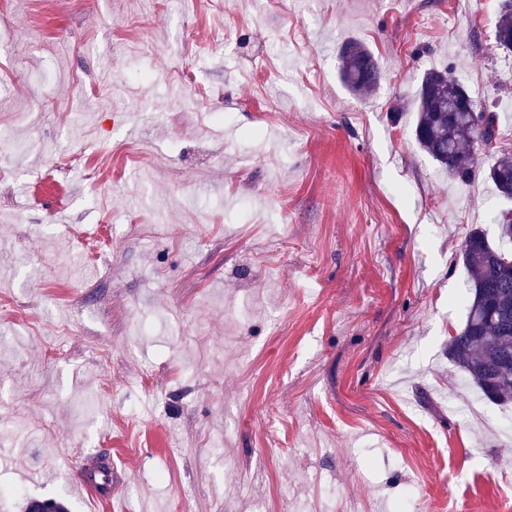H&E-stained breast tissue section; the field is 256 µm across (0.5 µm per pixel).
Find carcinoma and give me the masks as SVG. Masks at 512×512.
<instances>
[{"instance_id": "cac0c4a2", "label": "carcinoma", "mask_w": 512, "mask_h": 512, "mask_svg": "<svg viewBox=\"0 0 512 512\" xmlns=\"http://www.w3.org/2000/svg\"><path fill=\"white\" fill-rule=\"evenodd\" d=\"M497 46L512 50V5L506 4L495 30ZM342 80L355 95L374 90L380 79L374 55L356 41L340 50ZM413 138L416 145L449 177L463 184L477 171L470 149L497 133L498 116L488 113L487 128L472 123L478 108L465 85L446 69H429L421 77L416 99ZM497 194L512 200V157H502L488 170ZM512 252V223L501 225L499 244L485 231L472 230L461 248L469 272L467 316L463 327L448 341V356L490 402H512V266L500 258Z\"/></svg>"}]
</instances>
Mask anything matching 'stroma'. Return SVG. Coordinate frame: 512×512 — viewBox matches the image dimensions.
<instances>
[{
	"mask_svg": "<svg viewBox=\"0 0 512 512\" xmlns=\"http://www.w3.org/2000/svg\"><path fill=\"white\" fill-rule=\"evenodd\" d=\"M451 2L0 0V512H100L80 451L114 512H512V406L448 357L512 51ZM432 67L499 115L468 184L413 140ZM339 59L342 80L354 95L374 90L380 79V70L370 50L356 41H349L341 47ZM73 481L79 490L94 502H112V457L82 455L73 469Z\"/></svg>",
	"mask_w": 512,
	"mask_h": 512,
	"instance_id": "stroma-1",
	"label": "stroma"
}]
</instances>
